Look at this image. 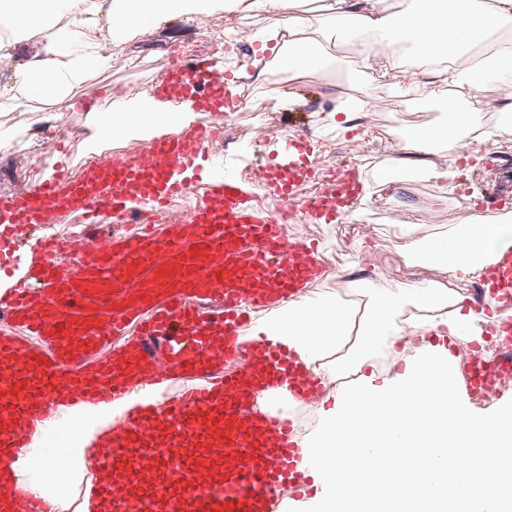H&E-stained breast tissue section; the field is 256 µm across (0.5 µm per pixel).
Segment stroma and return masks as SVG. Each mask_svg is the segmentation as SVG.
I'll return each instance as SVG.
<instances>
[{
	"label": "stroma",
	"instance_id": "1",
	"mask_svg": "<svg viewBox=\"0 0 512 512\" xmlns=\"http://www.w3.org/2000/svg\"><path fill=\"white\" fill-rule=\"evenodd\" d=\"M223 11H215L205 23L196 25L174 19L154 25L148 31L126 40L118 47L119 57L112 65L99 68L84 84L69 92L48 98L32 100L18 105L5 97L11 80L9 71L0 69V160L9 165L0 169V193L11 191L23 180L38 179L43 167L33 163V156L41 152L40 141L16 145L13 132L19 127H32L41 122L46 107L68 114L71 122L88 130L89 115L71 109L73 99L87 91L102 87L109 96L102 100V107H110L127 91L151 98L152 80L169 64V50L179 45L187 53L210 59L223 57L224 69L236 73L245 64L255 61L265 63V75L257 79L240 81L244 99L250 102L247 111L236 113L232 124L239 136L224 153L226 167L256 174L266 153L277 149L280 141L297 133L311 139L314 160L319 173L328 177L342 171L348 164L358 165L364 178L369 179L375 169L391 162L396 139L395 126L404 122L436 125L442 112L415 111L410 100L397 89L378 88L379 111L358 113L349 126L338 125L337 117L330 110L329 94L353 96L358 92L355 78L360 62L353 52L352 42H337L331 29H324L322 37L331 44L328 69L316 72L297 90L304 100L303 106L276 110L272 99L274 89L287 86L288 74L277 65V46L266 41L263 32L269 24L268 16L240 0L234 10L236 25L253 31L255 47L250 51L225 50L221 37ZM264 129V142H254L256 129ZM360 138L359 155L348 150L351 138ZM493 191L512 195V134L486 143L483 157L473 163L469 178L462 187L450 195L445 204H437L438 188L435 181L412 178L400 190L389 194L376 185L368 187L366 196L343 224H313L308 235L321 248L325 271L312 287L321 297L334 295L336 275L352 269L356 262V245L361 240L372 243L373 249L364 266L376 273L385 286L395 283H413L440 279V272L409 259L400 247V238L408 234L421 241H431L447 232L464 217L478 213L484 196Z\"/></svg>",
	"mask_w": 512,
	"mask_h": 512
}]
</instances>
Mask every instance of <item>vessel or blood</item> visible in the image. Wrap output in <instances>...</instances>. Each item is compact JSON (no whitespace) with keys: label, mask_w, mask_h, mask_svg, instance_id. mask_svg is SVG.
I'll return each instance as SVG.
<instances>
[{"label":"vessel or blood","mask_w":512,"mask_h":512,"mask_svg":"<svg viewBox=\"0 0 512 512\" xmlns=\"http://www.w3.org/2000/svg\"><path fill=\"white\" fill-rule=\"evenodd\" d=\"M158 98L212 117L240 111L231 77L206 58L173 62L153 82ZM210 143L207 127L153 138L145 146L87 167L80 177L56 169L0 194V240L27 250L0 293V315L17 325L0 335V416L20 424L42 418L59 395L73 404L111 401L129 392L126 369H144L167 394L137 419L116 421L117 438L94 435L105 451L89 467L82 493L104 512H276L286 488H299L298 450L288 418L259 408L251 381L273 374L277 396L319 401L322 387L288 353L243 339L251 313L311 287L323 274L317 245L289 232L280 215L304 185L316 182L312 146L292 134L272 157L252 201L247 178L204 183L205 203L190 212L172 200L192 185ZM366 193L358 168L308 197L309 224H340ZM61 212L79 214L99 232L31 241ZM111 220L121 233L102 231ZM490 292L512 302V252L490 265ZM512 377V350L460 365L467 395ZM157 470L130 484L102 481L135 450Z\"/></svg>","instance_id":"b4317fda"}]
</instances>
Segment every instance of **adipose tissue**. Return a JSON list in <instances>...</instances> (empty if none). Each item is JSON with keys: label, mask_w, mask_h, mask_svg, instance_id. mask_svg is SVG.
I'll return each mask as SVG.
<instances>
[{"label": "adipose tissue", "mask_w": 512, "mask_h": 512, "mask_svg": "<svg viewBox=\"0 0 512 512\" xmlns=\"http://www.w3.org/2000/svg\"><path fill=\"white\" fill-rule=\"evenodd\" d=\"M298 2L252 5L271 20L280 68L300 82L330 62ZM219 4L112 0L104 25L101 0H0V15L15 28L43 37L35 54L15 62L8 92L19 102L63 94L106 65L103 42L121 43L162 20H195ZM324 21L339 36H354L363 70L402 87L418 110L442 107L446 117L434 128L399 134L401 154L415 157L421 173L457 184L467 171L456 147L476 154L484 139L512 134L511 125L485 128L467 97L491 84L512 111V0H403L399 9L391 0H330ZM193 119L191 106L172 112L130 96L121 110L92 113L90 139L111 138L116 126L155 137ZM401 248L447 274L448 285L388 289L375 278L346 275L344 293L291 297L246 332L291 352L332 400L315 429L296 438L312 493L294 502V512H512V400L487 413L473 409L440 341L447 333L487 348L491 314L471 308L452 284L482 278L494 257L512 251V222L470 215L431 244L408 237ZM391 347L405 371L382 380L365 375L364 367ZM153 400L152 387L138 386L112 404L72 412L80 431L62 461L32 435L15 462L0 466V493L20 487L55 506L65 491L62 475L77 472L91 453L86 432H102L110 419Z\"/></svg>", "instance_id": "obj_1"}]
</instances>
